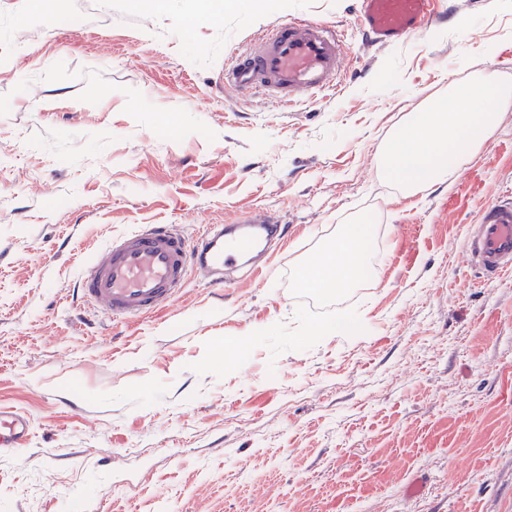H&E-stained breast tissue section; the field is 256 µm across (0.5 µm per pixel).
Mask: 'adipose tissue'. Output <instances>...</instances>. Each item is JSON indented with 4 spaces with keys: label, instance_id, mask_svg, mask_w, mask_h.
I'll return each instance as SVG.
<instances>
[{
    "label": "adipose tissue",
    "instance_id": "adipose-tissue-1",
    "mask_svg": "<svg viewBox=\"0 0 512 512\" xmlns=\"http://www.w3.org/2000/svg\"><path fill=\"white\" fill-rule=\"evenodd\" d=\"M512 104V87L481 79L449 90L428 111L414 115L383 149L387 173L405 192L448 180L465 151L478 146Z\"/></svg>",
    "mask_w": 512,
    "mask_h": 512
}]
</instances>
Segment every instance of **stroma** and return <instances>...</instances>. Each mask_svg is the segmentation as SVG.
I'll return each instance as SVG.
<instances>
[{
  "label": "stroma",
  "instance_id": "stroma-1",
  "mask_svg": "<svg viewBox=\"0 0 512 512\" xmlns=\"http://www.w3.org/2000/svg\"><path fill=\"white\" fill-rule=\"evenodd\" d=\"M355 2L0 0V406L31 423L0 451V512H512V274L463 257L512 196V106L450 182L408 195L382 162L449 85L512 79V0H458L380 49ZM292 17L343 25V90L280 108L225 89L232 53ZM257 210L292 228L263 279L194 276L119 325L76 291L113 237ZM363 210L375 275L338 304L359 335L192 370L207 340L295 327L288 273Z\"/></svg>",
  "mask_w": 512,
  "mask_h": 512
}]
</instances>
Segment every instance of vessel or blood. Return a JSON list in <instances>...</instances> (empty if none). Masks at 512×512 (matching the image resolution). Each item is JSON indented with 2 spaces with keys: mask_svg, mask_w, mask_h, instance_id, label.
I'll return each mask as SVG.
<instances>
[{
  "mask_svg": "<svg viewBox=\"0 0 512 512\" xmlns=\"http://www.w3.org/2000/svg\"><path fill=\"white\" fill-rule=\"evenodd\" d=\"M356 12L362 41L373 48L401 44L407 34L444 19L435 0H356ZM350 49L341 26L292 18L269 26L237 51L224 68V85L287 107L338 89ZM283 233L282 224L258 211L237 218L232 227L210 225L194 240L182 225L146 224L110 239L100 254L83 263L78 291L112 321L151 317L175 304L189 271L210 287L223 288L240 255L253 249L257 257L250 268L264 276ZM464 247L470 266L486 282L512 272V202L488 203L482 223L470 226ZM28 432L26 416L0 410V449L24 448Z\"/></svg>",
  "mask_w": 512,
  "mask_h": 512,
  "instance_id": "vessel-or-blood-1",
  "label": "vessel or blood"
}]
</instances>
